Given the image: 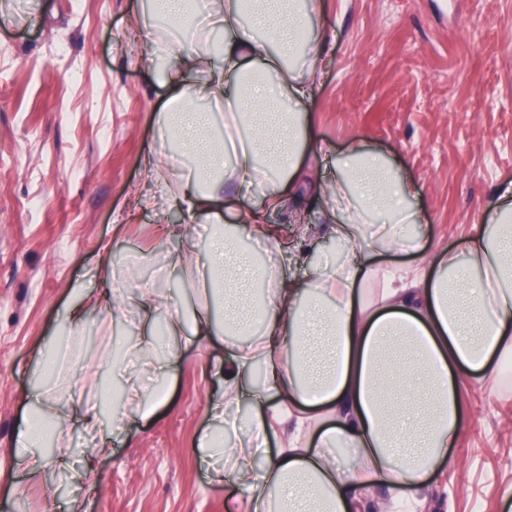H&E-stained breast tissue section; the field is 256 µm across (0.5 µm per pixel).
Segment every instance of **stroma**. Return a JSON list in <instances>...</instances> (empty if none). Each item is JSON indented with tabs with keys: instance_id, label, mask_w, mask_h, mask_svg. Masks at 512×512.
<instances>
[{
	"instance_id": "1",
	"label": "stroma",
	"mask_w": 512,
	"mask_h": 512,
	"mask_svg": "<svg viewBox=\"0 0 512 512\" xmlns=\"http://www.w3.org/2000/svg\"><path fill=\"white\" fill-rule=\"evenodd\" d=\"M318 3L311 34L327 64L308 105V150L321 178L332 181L337 153L364 140L417 186L405 204L422 216L428 252L461 248L512 184V0ZM152 17L149 0H0V512H60V482L72 484L85 512H248L239 487L209 482V466L226 461L200 446L219 432L246 440L255 406L247 398L229 407V430L211 419L224 394L214 368L224 346L210 337L183 347L155 414L113 440L97 463L96 491L74 483L94 440L79 428L69 468L48 485H27L13 463L36 387L61 407L73 383L98 404L111 385L125 386L113 377L110 340L131 346L140 336L129 278L169 284L159 317L196 303L191 278L169 266L181 240L157 230L167 211L132 203L133 191L152 183L144 158L159 148L156 114L166 99L136 64L147 44L133 31L174 33ZM272 222L273 257L298 248L309 257L289 275L306 278L336 261L317 206L274 213ZM106 240L127 314L92 316L70 376L44 383L66 307L98 286L93 270ZM456 385L460 424L450 462L430 477L433 512H512V388L461 373Z\"/></svg>"
}]
</instances>
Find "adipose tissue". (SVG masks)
I'll list each match as a JSON object with an SVG mask.
<instances>
[{"mask_svg":"<svg viewBox=\"0 0 512 512\" xmlns=\"http://www.w3.org/2000/svg\"><path fill=\"white\" fill-rule=\"evenodd\" d=\"M205 10L201 30L184 31L177 43L149 36V49L137 61L168 90L157 115L161 140L179 141L191 157L171 167L158 153L149 155L155 192L143 206L176 208L206 225L209 253L207 264H197L188 226L170 225L184 243L171 264L192 273L199 297L191 317L171 315L162 343L154 314L164 298L158 289L139 287L137 352L163 379L179 360L178 340L223 335L224 400L212 409L219 421L225 404L244 395L253 364L262 363L264 409L246 446H226L230 472L213 473L246 489L249 512H356L360 491L376 482L389 484L395 500L425 502L428 477L446 459L460 419L455 373L486 376L512 362V186L460 249L429 255L420 237H396L395 228L420 221L400 205L414 187L365 142L351 143L337 158L335 181L313 178L305 112L323 43L308 39L301 58L296 47L298 33L319 13L316 0H207ZM247 15L248 27L242 23ZM204 32L212 41L193 51ZM218 109L224 131L216 137ZM259 185L265 192L257 201ZM228 190L234 193L229 219ZM312 197L323 202L321 216L344 262L317 267L307 280L286 274L288 256L279 268L257 267L255 250L241 248V241L270 239L269 215ZM377 219L392 225V233L368 235L367 224ZM396 244L420 253L423 275L395 270L384 287L370 289L380 272L372 257ZM103 253L99 288L65 311L72 334L117 302L107 261L111 244ZM258 286L265 306L259 336L229 339V327L248 324ZM163 393L156 387L145 400L129 391V408H113L107 420L83 395L70 396L73 418L97 438L75 474L83 489L97 488V460L111 453L133 417L155 413ZM36 400L18 428L13 457L27 482L40 485L49 470L67 465L71 433L57 430L55 454H41L43 430L57 414L48 392L38 391ZM287 423L291 433L270 452V432ZM337 444L355 448L353 462L329 455Z\"/></svg>","mask_w":512,"mask_h":512,"instance_id":"ef3b65f1","label":"adipose tissue"}]
</instances>
